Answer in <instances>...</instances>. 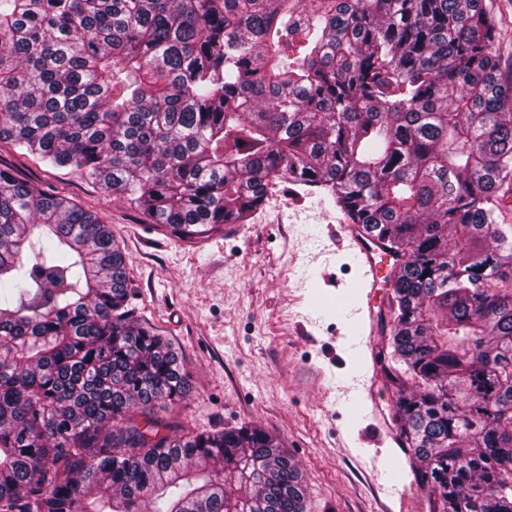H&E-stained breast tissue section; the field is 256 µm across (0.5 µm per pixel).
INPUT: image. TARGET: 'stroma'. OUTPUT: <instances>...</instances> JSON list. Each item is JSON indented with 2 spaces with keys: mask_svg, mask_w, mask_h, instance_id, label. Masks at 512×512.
I'll use <instances>...</instances> for the list:
<instances>
[{
  "mask_svg": "<svg viewBox=\"0 0 512 512\" xmlns=\"http://www.w3.org/2000/svg\"><path fill=\"white\" fill-rule=\"evenodd\" d=\"M0 165L110 227L139 318L190 376L187 397L162 413L175 432L260 427L297 460L308 512H431L396 441L380 325L361 346L360 260L324 189L276 182L247 223L183 241L75 168L7 143Z\"/></svg>",
  "mask_w": 512,
  "mask_h": 512,
  "instance_id": "1",
  "label": "stroma"
}]
</instances>
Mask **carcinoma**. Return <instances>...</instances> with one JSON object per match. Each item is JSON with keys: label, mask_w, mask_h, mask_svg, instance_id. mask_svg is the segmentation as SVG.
<instances>
[{"label": "carcinoma", "mask_w": 512, "mask_h": 512, "mask_svg": "<svg viewBox=\"0 0 512 512\" xmlns=\"http://www.w3.org/2000/svg\"><path fill=\"white\" fill-rule=\"evenodd\" d=\"M485 0H0V142L180 238L320 187L398 258L378 353L433 512H512V82ZM189 378L93 211L0 167V512H306ZM143 417L138 424L136 416Z\"/></svg>", "instance_id": "1"}]
</instances>
